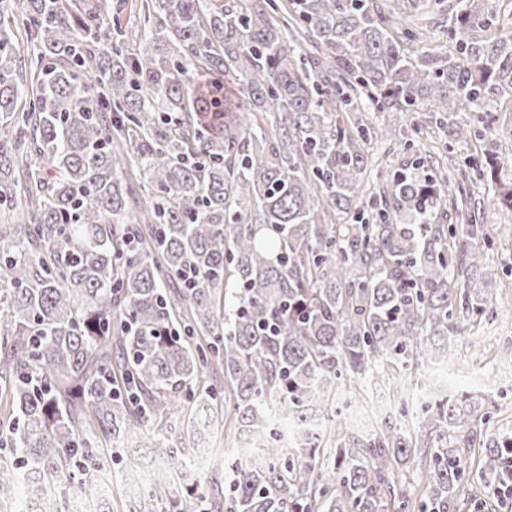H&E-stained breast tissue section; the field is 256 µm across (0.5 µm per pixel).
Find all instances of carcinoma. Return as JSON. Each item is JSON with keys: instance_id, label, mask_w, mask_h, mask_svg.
Listing matches in <instances>:
<instances>
[{"instance_id": "1", "label": "carcinoma", "mask_w": 512, "mask_h": 512, "mask_svg": "<svg viewBox=\"0 0 512 512\" xmlns=\"http://www.w3.org/2000/svg\"><path fill=\"white\" fill-rule=\"evenodd\" d=\"M412 0H0V505L79 512L112 499L106 451L152 448L133 512H457L479 476L512 482V437L480 401L399 402L372 425L347 399L442 360L496 313L478 283L485 225L437 219L456 185L400 174L373 223L358 205L367 145L395 127L349 115L345 88L419 107L463 142L512 112V25L458 0L446 43L413 45ZM496 96L483 127L454 115ZM145 184L136 195L130 173ZM512 212V179H494ZM226 427L253 448L182 498ZM450 432L460 447L442 442ZM417 459L426 497L399 470Z\"/></svg>"}]
</instances>
